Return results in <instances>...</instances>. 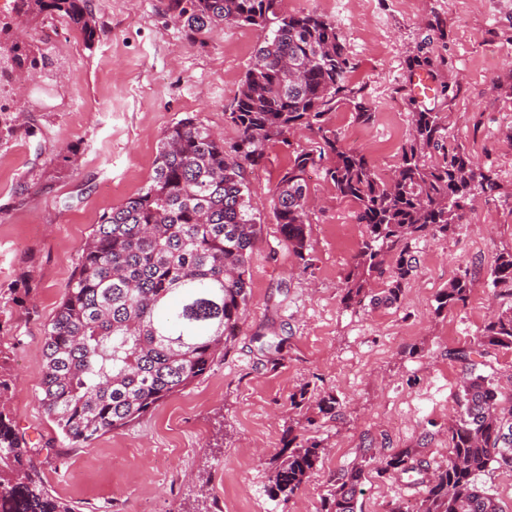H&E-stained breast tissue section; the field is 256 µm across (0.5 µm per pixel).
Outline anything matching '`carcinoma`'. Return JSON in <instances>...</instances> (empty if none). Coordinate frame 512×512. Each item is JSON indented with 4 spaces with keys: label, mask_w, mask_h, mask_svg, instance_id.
Listing matches in <instances>:
<instances>
[{
    "label": "carcinoma",
    "mask_w": 512,
    "mask_h": 512,
    "mask_svg": "<svg viewBox=\"0 0 512 512\" xmlns=\"http://www.w3.org/2000/svg\"><path fill=\"white\" fill-rule=\"evenodd\" d=\"M165 9L189 40L224 25L266 31L228 109L237 130L231 143L193 117L167 127L159 139L147 183L118 207L99 213L79 250L75 272L44 336L39 403L62 443L85 447L128 426L162 401L200 380L215 356L241 331L248 305V260L259 231L248 201V172L261 167L276 143L306 129L308 147L297 146L272 190V215L282 240L302 262L310 247L308 172L321 166L336 196L355 205L366 238L344 279V302L357 305L378 295L395 303L417 271L411 242L448 235L472 200L498 188L461 145L447 137L440 113L407 98L412 133L401 147L393 176L381 177L365 154L347 149L330 115L342 107L356 122L373 117L365 85L353 80L355 63L338 26L316 12L286 13L282 0H167ZM18 22L60 18L87 46L98 37L89 0H15ZM0 20V67L16 77L53 61L10 33ZM438 16L425 23L407 79L424 70L437 81L435 98L457 96L459 87L439 78L445 61L431 54L445 39ZM22 127L20 116L0 106V144ZM491 285L512 296V250L498 255ZM475 280L465 272L439 293L437 310L466 301ZM512 350V305L485 324L477 343L453 356L470 365L448 425V463L425 484L419 504L395 512H503L478 482L490 464L512 470V399L503 401L493 374L473 356ZM0 340V512H75L33 475L27 442L8 409L13 381L4 368ZM310 414L288 428L286 453L276 464L270 493L288 501L319 463L324 446L310 432L336 416L338 401L303 387L292 397ZM416 451L403 448L383 472L415 469ZM364 470L341 472L324 512H357Z\"/></svg>",
    "instance_id": "1"
}]
</instances>
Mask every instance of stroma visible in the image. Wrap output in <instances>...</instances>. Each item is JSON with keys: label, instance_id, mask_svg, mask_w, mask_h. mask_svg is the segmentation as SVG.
Returning a JSON list of instances; mask_svg holds the SVG:
<instances>
[{"label": "stroma", "instance_id": "stroma-1", "mask_svg": "<svg viewBox=\"0 0 512 512\" xmlns=\"http://www.w3.org/2000/svg\"><path fill=\"white\" fill-rule=\"evenodd\" d=\"M101 32L93 45L62 20L20 24L17 35L55 62L24 87H0V105L24 131L0 146V336L16 384L8 408L33 448L50 492L78 512H321L337 473L362 465L359 512H394L424 493L417 473H381L387 455L412 448L429 469L448 461V423L466 375L451 349L473 343L501 304L488 273L512 249V0H282L340 28L367 87L374 117H330L346 147L393 173L411 132L401 90L405 61L433 15L448 34L433 54L460 93L441 108L447 133L493 170L499 191L480 197L462 224L412 246L417 272L392 305L345 306L343 279L364 240L353 205L321 170L309 174L310 261L280 241L271 191L291 135L249 176L263 229L249 259L250 298L240 334L200 381L128 427L86 448L59 447L39 404L44 329L99 212L120 205L152 172L158 139L191 116L233 141L225 109L264 37L224 27L193 43L165 0H90ZM33 135H26V128ZM470 272L465 304L438 311L448 282ZM334 395L336 419L315 431L326 451L301 491L271 497L286 430L302 387Z\"/></svg>", "mask_w": 512, "mask_h": 512}]
</instances>
